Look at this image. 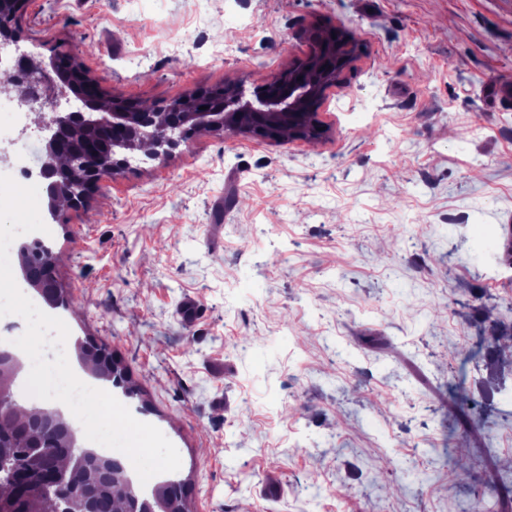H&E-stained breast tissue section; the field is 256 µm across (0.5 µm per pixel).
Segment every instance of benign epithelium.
I'll use <instances>...</instances> for the list:
<instances>
[{"label":"benign epithelium","instance_id":"7a95c632","mask_svg":"<svg viewBox=\"0 0 512 512\" xmlns=\"http://www.w3.org/2000/svg\"><path fill=\"white\" fill-rule=\"evenodd\" d=\"M328 28L315 26L311 34V50L308 55L288 67V71L275 80H268L258 89L248 92L244 82H239L236 91L215 105L210 99L198 94L169 101L168 118L161 125L157 113L141 107L104 106L99 97L87 94L85 84L76 81L58 68L60 56L44 64L31 56L24 55L20 66L25 78L16 81L7 78L0 85V97L17 99L30 105L37 114L36 122L44 134V162L33 176L47 185L51 198L50 213L58 218L57 206L61 170L62 142L65 136L79 137L89 132L125 139V147L131 154L121 157L107 156L91 148L67 158L66 165L81 178L80 192L69 197L74 207L85 193L105 178H112L130 167L132 153L140 152L142 161H155L171 156L180 146L187 143V137L196 132H248L246 119L266 123L292 120L304 112L316 113L329 95L345 85L344 70L335 69L331 57L341 51L347 58L348 41L341 47H326ZM23 35L12 20L0 16V50L10 51ZM76 95L81 104L70 112L60 111V100L68 94ZM20 360L16 353L0 349V390L11 387ZM52 459L46 449L38 446L26 451L25 472L31 476L33 498L42 501L54 499L62 507L60 512H85L86 507L71 509L72 500L66 496L69 482L66 472H61L56 482L44 484L39 473Z\"/></svg>","mask_w":512,"mask_h":512}]
</instances>
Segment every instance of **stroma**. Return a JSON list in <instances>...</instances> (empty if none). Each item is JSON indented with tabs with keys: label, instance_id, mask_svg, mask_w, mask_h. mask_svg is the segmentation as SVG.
I'll list each match as a JSON object with an SVG mask.
<instances>
[{
	"label": "stroma",
	"instance_id": "35a3bbf8",
	"mask_svg": "<svg viewBox=\"0 0 512 512\" xmlns=\"http://www.w3.org/2000/svg\"><path fill=\"white\" fill-rule=\"evenodd\" d=\"M315 23L357 46L320 139L200 133L59 219L40 196L67 360L84 336L123 360L192 512H474L512 482V330L481 353L512 320V0H26L17 17L22 51L70 54L133 106L263 84ZM452 385L485 420L465 444Z\"/></svg>",
	"mask_w": 512,
	"mask_h": 512
}]
</instances>
